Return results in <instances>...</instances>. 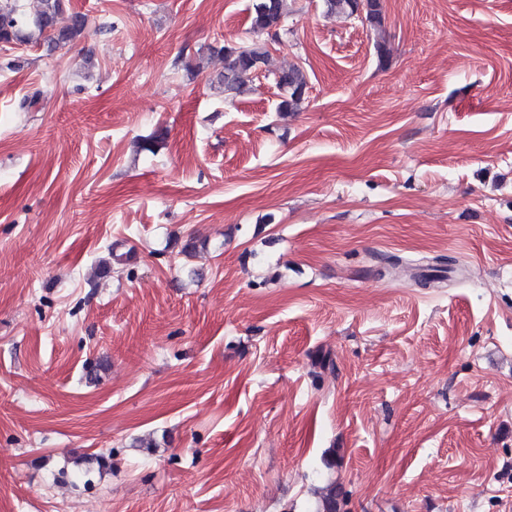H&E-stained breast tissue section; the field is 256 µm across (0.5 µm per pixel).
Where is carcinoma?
I'll use <instances>...</instances> for the list:
<instances>
[{"instance_id": "obj_1", "label": "carcinoma", "mask_w": 512, "mask_h": 512, "mask_svg": "<svg viewBox=\"0 0 512 512\" xmlns=\"http://www.w3.org/2000/svg\"><path fill=\"white\" fill-rule=\"evenodd\" d=\"M364 2L365 19L375 27L382 22L381 0H324L327 10L352 16L358 2ZM288 13V0H257L251 15V30L256 35L270 33ZM84 15L65 9V0H36V5L25 9L22 0H0V41L18 44H43L52 52L76 43L85 28ZM224 58V69L209 75L211 88L228 96H241L252 89L253 77L268 66L267 46L254 42L239 46V52L230 53L227 45L208 46L204 55ZM276 85L281 91L280 112H297L306 99L309 80L306 71L291 65L275 73ZM346 492L334 482L328 483L319 496L316 512H342Z\"/></svg>"}]
</instances>
